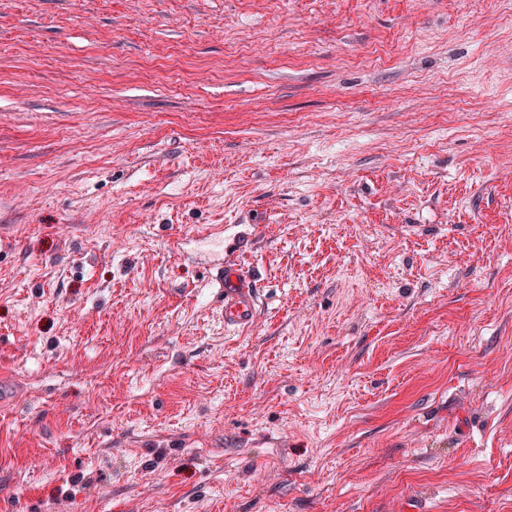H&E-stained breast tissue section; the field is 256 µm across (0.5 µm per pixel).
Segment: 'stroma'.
I'll return each instance as SVG.
<instances>
[{
  "mask_svg": "<svg viewBox=\"0 0 512 512\" xmlns=\"http://www.w3.org/2000/svg\"><path fill=\"white\" fill-rule=\"evenodd\" d=\"M0 380L12 512H512V0H0ZM212 282L221 288L224 327L231 332L252 326L260 315V300L255 284L234 263L214 267Z\"/></svg>",
  "mask_w": 512,
  "mask_h": 512,
  "instance_id": "35a3bbf8",
  "label": "stroma"
}]
</instances>
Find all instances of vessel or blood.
<instances>
[{"instance_id": "obj_1", "label": "vessel or blood", "mask_w": 512, "mask_h": 512, "mask_svg": "<svg viewBox=\"0 0 512 512\" xmlns=\"http://www.w3.org/2000/svg\"><path fill=\"white\" fill-rule=\"evenodd\" d=\"M212 281L221 290L224 326L239 332L252 326L260 315V300L255 284L234 263H220Z\"/></svg>"}]
</instances>
